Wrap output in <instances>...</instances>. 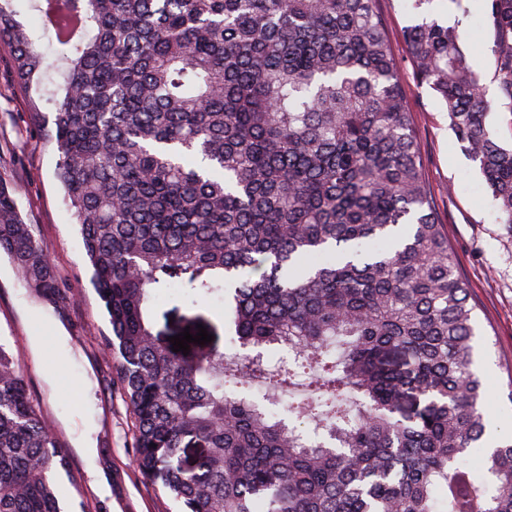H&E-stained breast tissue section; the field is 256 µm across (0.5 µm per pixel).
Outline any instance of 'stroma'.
<instances>
[{"label":"stroma","mask_w":512,"mask_h":512,"mask_svg":"<svg viewBox=\"0 0 512 512\" xmlns=\"http://www.w3.org/2000/svg\"><path fill=\"white\" fill-rule=\"evenodd\" d=\"M438 218L483 335L484 403L500 433L512 432V226L501 223L479 168L461 149L441 100L414 76L403 39L417 11L405 0H377ZM475 61L490 107L487 127L512 145V114L500 105L493 60ZM53 103L20 85L10 44L0 38V184L44 245L61 283L58 304L37 297L0 253V343L13 355L29 396L67 455L56 491L64 512H177L137 468L136 429L108 340L111 325L92 281L79 226L55 178L56 145L43 115Z\"/></svg>","instance_id":"1"}]
</instances>
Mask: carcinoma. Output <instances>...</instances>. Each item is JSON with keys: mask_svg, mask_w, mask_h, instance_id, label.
I'll return each instance as SVG.
<instances>
[{"mask_svg": "<svg viewBox=\"0 0 512 512\" xmlns=\"http://www.w3.org/2000/svg\"><path fill=\"white\" fill-rule=\"evenodd\" d=\"M50 138L136 424L138 469L180 512H512V435L484 446L470 303L423 175L375 0H61ZM512 112V0H486ZM18 82L45 58L12 11ZM512 224V148L486 125L458 26L404 31ZM0 251L43 299L57 277L0 186ZM221 295L241 383L312 398L284 421L224 391V354L172 351L150 306ZM200 448L191 467L179 451ZM66 468L0 344V512H63Z\"/></svg>", "mask_w": 512, "mask_h": 512, "instance_id": "1", "label": "carcinoma"}]
</instances>
